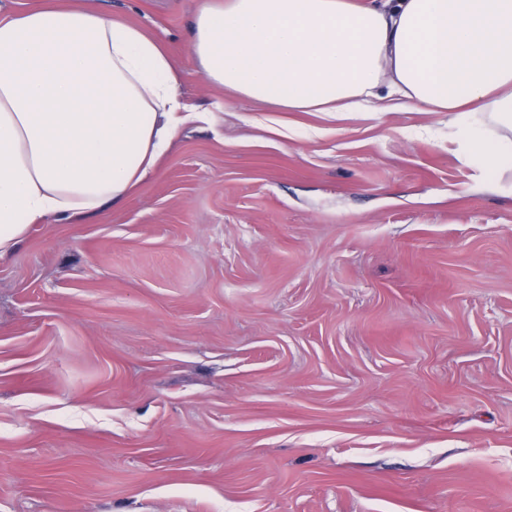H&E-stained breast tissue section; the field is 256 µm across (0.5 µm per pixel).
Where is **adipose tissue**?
<instances>
[{
	"mask_svg": "<svg viewBox=\"0 0 512 512\" xmlns=\"http://www.w3.org/2000/svg\"><path fill=\"white\" fill-rule=\"evenodd\" d=\"M187 46L96 0L0 15V259L146 184L195 112L188 66L228 102L435 113L466 162L512 172V0H196Z\"/></svg>",
	"mask_w": 512,
	"mask_h": 512,
	"instance_id": "obj_1",
	"label": "adipose tissue"
}]
</instances>
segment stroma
<instances>
[{
	"mask_svg": "<svg viewBox=\"0 0 512 512\" xmlns=\"http://www.w3.org/2000/svg\"><path fill=\"white\" fill-rule=\"evenodd\" d=\"M185 49L195 0H99ZM198 107L0 261V512H512V194L436 115Z\"/></svg>",
	"mask_w": 512,
	"mask_h": 512,
	"instance_id": "stroma-1",
	"label": "stroma"
}]
</instances>
